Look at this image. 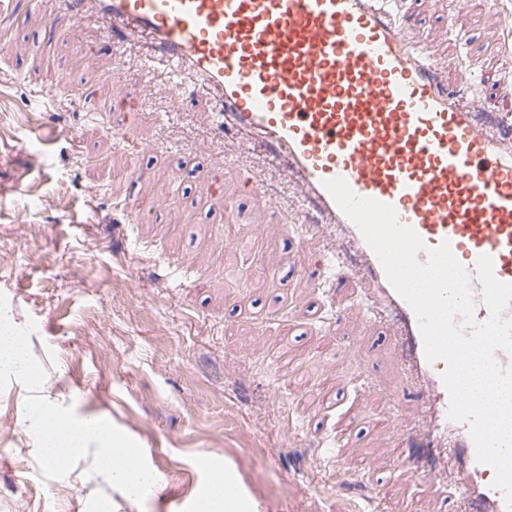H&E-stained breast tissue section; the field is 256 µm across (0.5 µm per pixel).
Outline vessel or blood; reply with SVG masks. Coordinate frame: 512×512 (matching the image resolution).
<instances>
[{
	"label": "vessel or blood",
	"mask_w": 512,
	"mask_h": 512,
	"mask_svg": "<svg viewBox=\"0 0 512 512\" xmlns=\"http://www.w3.org/2000/svg\"><path fill=\"white\" fill-rule=\"evenodd\" d=\"M403 0H54L56 39L78 41L88 15L115 52L142 48L140 84L165 69L178 91L203 96L216 130L236 134L287 176L293 212L333 237L319 261L326 279L355 280L363 311L378 321L411 378L424 424L398 417L422 478L439 483L450 462L457 512H512L484 482L466 424L449 419L444 362H428L412 307L394 290L360 229L323 182L344 178L353 192L392 205L401 224L431 247L449 241L475 271L480 256L512 283V115L472 102L448 79ZM215 182L243 193L267 187L265 169L215 164Z\"/></svg>",
	"instance_id": "obj_1"
}]
</instances>
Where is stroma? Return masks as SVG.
I'll list each match as a JSON object with an SVG mask.
<instances>
[{
    "label": "stroma",
    "mask_w": 512,
    "mask_h": 512,
    "mask_svg": "<svg viewBox=\"0 0 512 512\" xmlns=\"http://www.w3.org/2000/svg\"><path fill=\"white\" fill-rule=\"evenodd\" d=\"M413 10L446 71H476L477 96L512 110V0H418ZM49 12L19 7L0 41V292L19 323L37 324L30 346L46 392L131 436L160 481L141 505L90 476L88 457L41 481L20 427L27 391L14 381L0 391V512H194L209 460L230 468L252 512H373L381 495L391 512H449L442 489L392 472L393 413H415L417 397L356 307L358 285L319 277L321 242L276 223L279 173L268 171L264 196L215 189L214 156L261 159L215 142L204 101L178 96L163 72L144 103L170 123L146 115L133 140L119 138L112 44L86 23L105 75L90 80L83 52L50 40ZM453 15L464 39L448 30ZM62 78L102 108H58L48 92ZM39 124L60 136L43 176L20 189ZM228 196L239 211L229 224ZM257 238V261L232 249ZM228 258L247 268L241 287L225 285ZM278 346L289 361H275Z\"/></svg>",
    "instance_id": "1"
}]
</instances>
